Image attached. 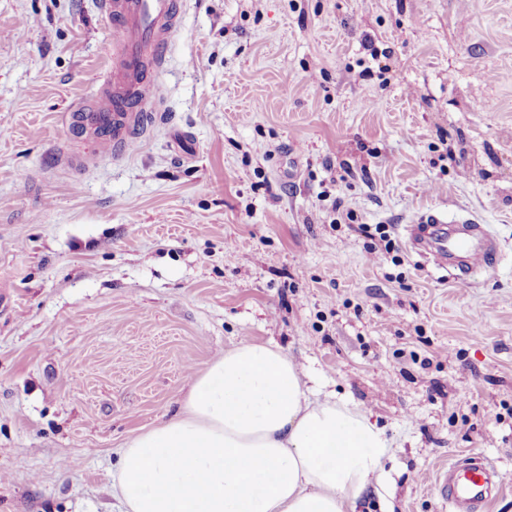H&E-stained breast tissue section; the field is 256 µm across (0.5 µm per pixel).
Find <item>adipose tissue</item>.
<instances>
[{"label":"adipose tissue","mask_w":512,"mask_h":512,"mask_svg":"<svg viewBox=\"0 0 512 512\" xmlns=\"http://www.w3.org/2000/svg\"><path fill=\"white\" fill-rule=\"evenodd\" d=\"M385 432L244 341L192 378L182 412L120 452L123 512H354L382 485Z\"/></svg>","instance_id":"1"}]
</instances>
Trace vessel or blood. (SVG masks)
Listing matches in <instances>:
<instances>
[{"mask_svg":"<svg viewBox=\"0 0 512 512\" xmlns=\"http://www.w3.org/2000/svg\"><path fill=\"white\" fill-rule=\"evenodd\" d=\"M100 10L111 24L112 70L95 100L78 111L100 146L123 155L137 146L139 130L158 117L159 79L179 32V9L176 0H100ZM406 231L412 251L433 256L440 268L457 269L462 284L485 270L494 255L483 226L469 219L434 216ZM434 485L451 512H482L500 492L502 477L491 463L473 456L449 463Z\"/></svg>","mask_w":512,"mask_h":512,"instance_id":"vessel-or-blood-1","label":"vessel or blood"}]
</instances>
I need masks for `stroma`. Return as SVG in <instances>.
<instances>
[{
    "instance_id": "1",
    "label": "stroma",
    "mask_w": 512,
    "mask_h": 512,
    "mask_svg": "<svg viewBox=\"0 0 512 512\" xmlns=\"http://www.w3.org/2000/svg\"><path fill=\"white\" fill-rule=\"evenodd\" d=\"M183 3L166 117L117 157L73 111L99 0H0V512H121L120 448L246 340L385 429L357 512H448L472 454L512 512V0ZM428 213L495 239L469 287L409 248Z\"/></svg>"
}]
</instances>
